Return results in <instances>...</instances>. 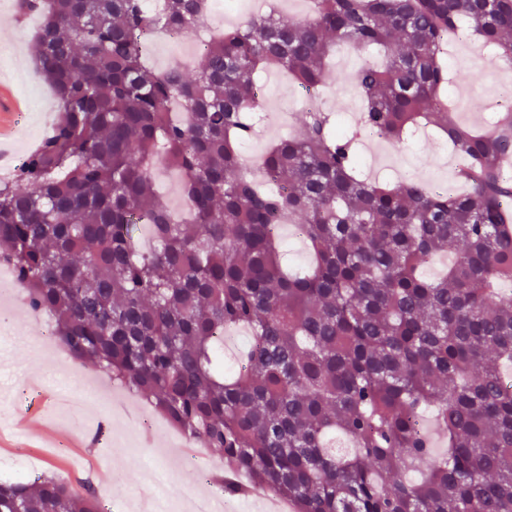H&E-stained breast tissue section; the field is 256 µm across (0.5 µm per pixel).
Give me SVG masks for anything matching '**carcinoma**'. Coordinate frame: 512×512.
<instances>
[{"instance_id":"cac0c4a2","label":"carcinoma","mask_w":512,"mask_h":512,"mask_svg":"<svg viewBox=\"0 0 512 512\" xmlns=\"http://www.w3.org/2000/svg\"><path fill=\"white\" fill-rule=\"evenodd\" d=\"M162 2L17 0L41 18L31 54L57 112L0 182V253L29 308L294 512H512V291L497 288L512 283V111L482 132L454 120L446 57L464 28L512 60V0H313L310 18H250L160 71L149 39L193 37L203 15ZM344 45L383 53L356 73L363 127L392 141L431 124L466 158L467 191L365 178L357 133L320 107L261 155L275 189L243 169L260 74L283 69L312 100ZM159 161L182 176L184 216L155 190ZM278 224L300 226L310 268L282 266ZM237 326L250 338L227 372ZM0 512L106 509L44 474L1 481Z\"/></svg>"}]
</instances>
